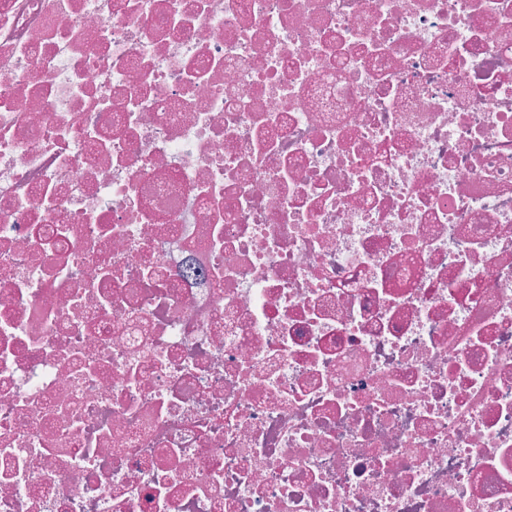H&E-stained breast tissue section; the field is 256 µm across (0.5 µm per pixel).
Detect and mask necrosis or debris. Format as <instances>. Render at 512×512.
<instances>
[{"mask_svg": "<svg viewBox=\"0 0 512 512\" xmlns=\"http://www.w3.org/2000/svg\"><path fill=\"white\" fill-rule=\"evenodd\" d=\"M0 512H512V0H0Z\"/></svg>", "mask_w": 512, "mask_h": 512, "instance_id": "4bbe7bcc", "label": "necrosis or debris"}]
</instances>
